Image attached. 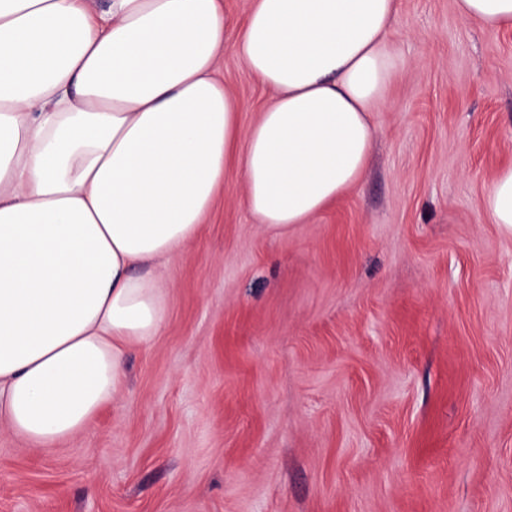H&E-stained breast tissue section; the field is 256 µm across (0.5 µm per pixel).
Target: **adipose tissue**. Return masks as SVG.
I'll return each instance as SVG.
<instances>
[{"label":"adipose tissue","mask_w":512,"mask_h":512,"mask_svg":"<svg viewBox=\"0 0 512 512\" xmlns=\"http://www.w3.org/2000/svg\"><path fill=\"white\" fill-rule=\"evenodd\" d=\"M486 29L512 0H456ZM398 0H0V420L41 448L114 399L160 332L151 272L196 238L231 166L257 223H308L363 177L399 68ZM234 50L272 101L241 129ZM512 234V166L484 196Z\"/></svg>","instance_id":"1"}]
</instances>
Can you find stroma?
Wrapping results in <instances>:
<instances>
[{
    "instance_id": "obj_1",
    "label": "stroma",
    "mask_w": 512,
    "mask_h": 512,
    "mask_svg": "<svg viewBox=\"0 0 512 512\" xmlns=\"http://www.w3.org/2000/svg\"><path fill=\"white\" fill-rule=\"evenodd\" d=\"M392 41L364 178L280 230L230 171L115 399L49 449L0 422V512H512V27L400 0ZM224 86L271 99L231 50ZM484 202L494 224L512 234V166L500 170L488 187Z\"/></svg>"
}]
</instances>
